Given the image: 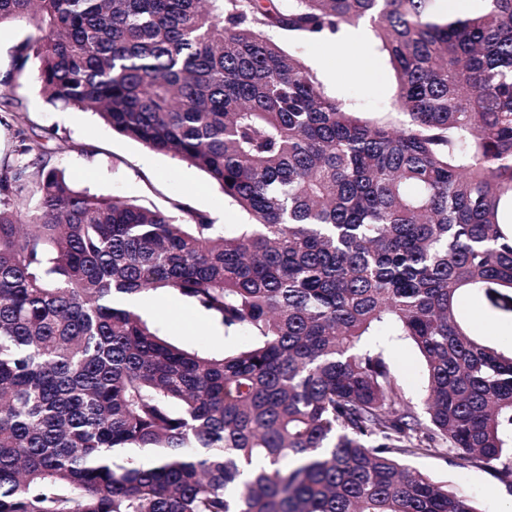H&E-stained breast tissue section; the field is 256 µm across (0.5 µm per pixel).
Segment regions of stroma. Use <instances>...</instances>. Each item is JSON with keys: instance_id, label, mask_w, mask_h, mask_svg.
<instances>
[{"instance_id": "obj_1", "label": "stroma", "mask_w": 512, "mask_h": 512, "mask_svg": "<svg viewBox=\"0 0 512 512\" xmlns=\"http://www.w3.org/2000/svg\"><path fill=\"white\" fill-rule=\"evenodd\" d=\"M35 35L34 27L24 21L0 27L1 157L15 154L19 142L13 118L20 115L31 129L34 149L45 151L49 165L62 169L75 188L133 199L185 221L201 214L215 224L246 223V215L204 171L113 132L92 113L48 102L29 73L15 71L17 48ZM351 41L368 44L372 37L365 29L351 27L345 38L295 42L291 48L319 72L330 93L354 100L370 116L384 117L391 109L393 72L379 51H371L366 59L351 57ZM138 310L163 336L187 348L220 355L228 343L221 325L179 296L143 295ZM386 346L397 354L395 372L405 397L419 403L427 372L418 349L396 336L389 337ZM410 464L465 491L481 512H512V492L489 469L453 455L416 457Z\"/></svg>"}]
</instances>
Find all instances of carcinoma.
Segmentation results:
<instances>
[{
    "label": "carcinoma",
    "instance_id": "1",
    "mask_svg": "<svg viewBox=\"0 0 512 512\" xmlns=\"http://www.w3.org/2000/svg\"><path fill=\"white\" fill-rule=\"evenodd\" d=\"M0 0L51 102L205 171L247 224L78 190L15 119L0 159V512H479L406 459L512 488V0ZM370 28L368 117L283 45ZM247 344L209 355L126 299ZM423 358L422 411L392 373ZM136 307L145 318L156 323L163 336L190 349L222 355L224 346H238L246 341L241 334L224 340L221 325L210 322L198 309L177 295L152 292L141 296ZM385 343L387 348L398 355L393 362L405 397L414 405H419L427 386V372L418 349L409 340L400 339L399 336H386Z\"/></svg>",
    "mask_w": 512,
    "mask_h": 512
}]
</instances>
